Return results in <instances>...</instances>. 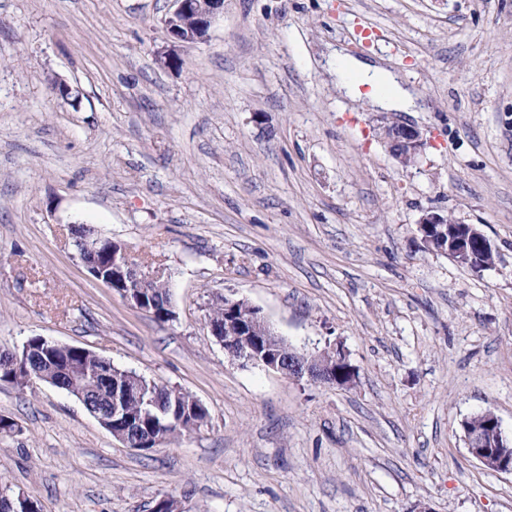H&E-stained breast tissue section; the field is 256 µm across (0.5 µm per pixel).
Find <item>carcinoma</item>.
Here are the masks:
<instances>
[{
  "instance_id": "obj_1",
  "label": "carcinoma",
  "mask_w": 512,
  "mask_h": 512,
  "mask_svg": "<svg viewBox=\"0 0 512 512\" xmlns=\"http://www.w3.org/2000/svg\"><path fill=\"white\" fill-rule=\"evenodd\" d=\"M149 289L158 309H164L170 299L166 282L153 281ZM0 376L5 383L20 389L28 387L33 379L48 384L59 381L64 391L83 399L87 410L105 420L109 419L108 405L114 393L129 391L131 395L125 401L129 416L126 435L129 441L139 445L150 436H160L167 446L199 430L208 420V410L198 407L187 393L181 395L180 412L174 415L173 396L166 387L133 371L117 368L93 351L80 353L53 348L38 337L31 338L23 363L13 362L10 351H0ZM465 425L480 429L489 447L496 448L501 443V433L486 424L485 412L466 417Z\"/></svg>"
}]
</instances>
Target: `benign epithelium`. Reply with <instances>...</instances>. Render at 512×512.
Segmentation results:
<instances>
[{"instance_id":"1","label":"benign epithelium","mask_w":512,"mask_h":512,"mask_svg":"<svg viewBox=\"0 0 512 512\" xmlns=\"http://www.w3.org/2000/svg\"><path fill=\"white\" fill-rule=\"evenodd\" d=\"M175 9L166 20L168 35L174 43H192L203 39L213 19L224 10V0H174ZM382 136L387 149L400 147L407 155L417 157L423 153L426 140L421 131L411 125L391 124L383 128ZM438 225H453L448 237V257L458 265L475 269L478 253H492L489 240L473 224H463L452 215L430 209L423 213L418 228L422 233L424 248L429 252H443L432 233ZM80 259L89 273L98 281L118 292L136 308L154 316L155 304L147 299V285L160 275L144 271L131 264L125 251L111 239L86 234L74 240ZM230 318L224 326L208 323L210 332L221 337L219 343L231 358L244 364L262 366L277 371L295 381H308L329 386L347 387L355 380V371L342 348L306 354L292 348L275 334L262 316L259 308L248 305V318L236 317L237 306L243 300L221 296ZM465 442L469 455L483 468L499 473L512 474V444L503 439L497 450L483 446L478 433H466Z\"/></svg>"}]
</instances>
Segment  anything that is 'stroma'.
Returning a JSON list of instances; mask_svg holds the SVG:
<instances>
[{
	"label": "stroma",
	"mask_w": 512,
	"mask_h": 512,
	"mask_svg": "<svg viewBox=\"0 0 512 512\" xmlns=\"http://www.w3.org/2000/svg\"><path fill=\"white\" fill-rule=\"evenodd\" d=\"M173 0H0V346L87 348L209 411L150 455L46 383L0 385V487L42 512H512V474L467 452L492 409L512 438V0H224L170 41ZM419 96L379 111L330 48ZM173 64L161 63V56ZM418 127L414 166L382 127ZM439 209L498 253L425 250ZM73 224L167 282L160 322L96 280ZM292 347L340 346L349 387L230 359L213 298Z\"/></svg>",
	"instance_id": "stroma-1"
}]
</instances>
